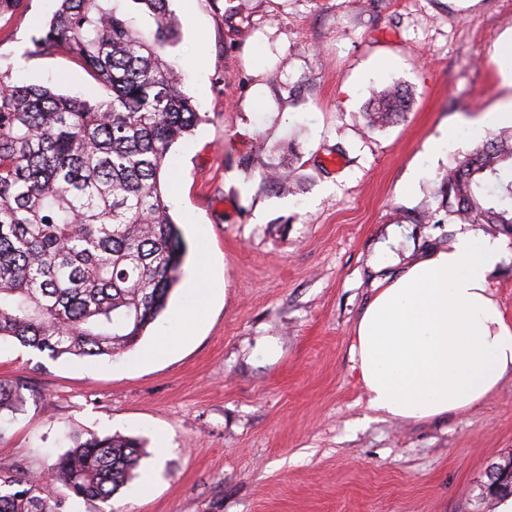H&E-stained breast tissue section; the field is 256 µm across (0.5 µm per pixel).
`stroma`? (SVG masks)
I'll return each mask as SVG.
<instances>
[{
    "label": "stroma",
    "instance_id": "35a3bbf8",
    "mask_svg": "<svg viewBox=\"0 0 512 512\" xmlns=\"http://www.w3.org/2000/svg\"><path fill=\"white\" fill-rule=\"evenodd\" d=\"M52 0L0 19V69L91 97L62 54L25 56ZM167 54L206 114L174 149L169 202L187 255L167 311L132 350L51 358L0 340V379L23 386L0 469L43 471L69 431L145 446L115 512H494L487 472L512 457V379L480 405L422 420L366 407L352 360L376 282L451 246L434 193L475 135L495 131L512 0H172ZM411 89L410 112L360 125L371 87ZM455 133L452 149L431 138ZM277 145L295 193L243 159ZM489 288L512 320V236ZM203 271L207 290L192 281ZM199 319L183 330L180 308ZM171 339L160 357L144 352Z\"/></svg>",
    "mask_w": 512,
    "mask_h": 512
}]
</instances>
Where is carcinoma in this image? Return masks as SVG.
<instances>
[{
	"mask_svg": "<svg viewBox=\"0 0 512 512\" xmlns=\"http://www.w3.org/2000/svg\"><path fill=\"white\" fill-rule=\"evenodd\" d=\"M156 22L144 37L125 2ZM24 56L60 53L106 91L82 99L0 73V339L53 358L111 356L135 346L167 309L186 245L170 214V154L203 116L165 48L176 37L170 0H53ZM398 84L372 91L361 112L373 132L410 106ZM512 128L478 142L448 169L446 214L423 224H482L512 233ZM290 191L292 165L267 166ZM0 380V413L23 410ZM47 468L0 472V512H67L69 499L112 512L144 451L119 434L70 433Z\"/></svg>",
	"mask_w": 512,
	"mask_h": 512,
	"instance_id": "1",
	"label": "carcinoma"
}]
</instances>
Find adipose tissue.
<instances>
[{"instance_id":"adipose-tissue-1","label":"adipose tissue","mask_w":512,"mask_h":512,"mask_svg":"<svg viewBox=\"0 0 512 512\" xmlns=\"http://www.w3.org/2000/svg\"><path fill=\"white\" fill-rule=\"evenodd\" d=\"M500 239L464 229L452 246L379 281L353 337L370 411L420 420L480 404L512 377V323L488 288Z\"/></svg>"}]
</instances>
